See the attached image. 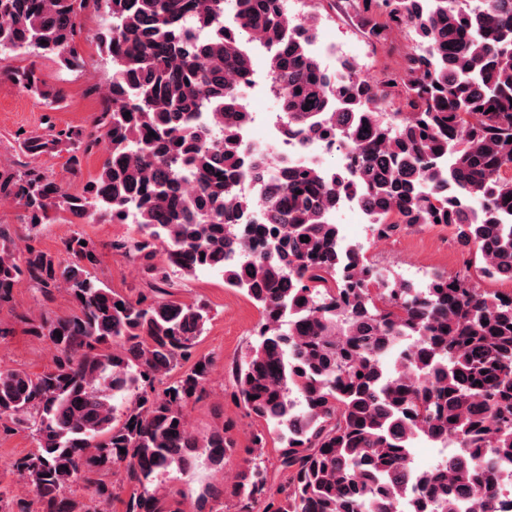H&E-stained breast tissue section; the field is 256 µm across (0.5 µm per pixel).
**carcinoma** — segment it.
I'll list each match as a JSON object with an SVG mask.
<instances>
[{"label": "carcinoma", "instance_id": "cac0c4a2", "mask_svg": "<svg viewBox=\"0 0 512 512\" xmlns=\"http://www.w3.org/2000/svg\"><path fill=\"white\" fill-rule=\"evenodd\" d=\"M225 2L0 0V56L53 55L78 71L80 17L102 9L97 49L112 65L89 125L25 134L29 162H0V206L21 208L31 229L133 222L139 237L115 248L151 282L120 294L90 272V238L69 234L53 255L0 226V306L23 280L45 303L60 291L73 303L67 317L28 321L54 351L48 370L0 369V433L27 428L38 441L12 471L32 486L38 512H105L113 485L103 476L116 469L126 512H181L159 478L191 471L200 446L222 467L234 443L224 429L201 445L190 430L186 408L203 399L212 370L192 360L211 310L170 298L166 286L175 273L215 270L261 311L233 375L246 414L269 428L212 498L234 499L239 512L259 501L263 512H387L408 491V512H460L475 491L495 501L499 468L512 463V293L479 291L470 269L512 280V0H320L374 43L412 32L418 49L389 48L379 80L354 65L341 76L324 70L309 49L316 14L291 20L282 0H238L242 26L269 48L288 124L353 150L350 172L287 167L262 199L235 192L245 168L259 183L270 178L265 161L249 163L240 149L252 55L222 29L199 38ZM7 74L52 109L66 99L33 63ZM100 145L105 160L76 194L37 163L65 153L80 175ZM344 193L368 201L380 238L451 228L472 257L466 271L405 288L361 252L338 251L330 214ZM260 207L263 223H244ZM272 434L286 475L276 487L262 460ZM419 437L451 438L455 452L414 472L409 443ZM74 484L91 497L68 495Z\"/></svg>", "mask_w": 512, "mask_h": 512}]
</instances>
